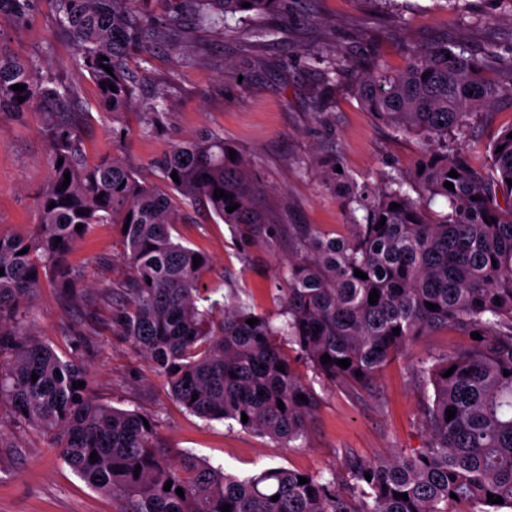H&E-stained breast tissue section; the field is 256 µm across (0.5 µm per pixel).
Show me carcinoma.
Listing matches in <instances>:
<instances>
[{
  "instance_id": "obj_1",
  "label": "carcinoma",
  "mask_w": 512,
  "mask_h": 512,
  "mask_svg": "<svg viewBox=\"0 0 512 512\" xmlns=\"http://www.w3.org/2000/svg\"><path fill=\"white\" fill-rule=\"evenodd\" d=\"M52 2L59 30L75 48L76 66L98 85L102 111L115 119L134 108L128 59L150 52L153 20L132 11L131 0ZM245 2L250 7H242ZM36 3L0 0V21L22 23ZM287 3L180 0L168 25L190 12L198 27L220 28L229 14L284 16ZM499 58L495 45L473 54L439 43L413 52L400 71L377 62L362 73L356 96L397 133L419 140L424 169L409 181L386 173L371 187L336 172V160H329L326 182L351 213H364L347 234L333 236L308 224L265 223L255 206L256 173L242 157L229 158L231 147L218 132L204 130L172 144L152 163L156 182L120 156L87 163L77 91L36 80L31 65L0 48V112L45 110L51 164L34 230L0 232V407L48 434L88 486L120 500L119 512H222L225 504L229 512H512V125L491 143L484 171L467 154L448 150V135L469 116L512 95V65L505 81L482 74ZM16 84L25 90H13ZM452 170L458 177L448 176ZM67 172L70 183L63 189ZM217 188L229 198H214ZM438 197L447 212L431 209ZM181 203L199 206L245 237L288 232L295 253L283 271L280 324L239 297L223 305L211 297L216 289L201 287L209 256L172 235ZM234 204L238 208L227 212ZM97 224L117 228L127 275L115 286L89 282L109 300L118 296L110 306L112 330L144 354L186 411L287 448L306 439L317 395L283 347L322 382L355 390L433 329L468 338L459 351L418 362L425 446L378 460L347 452L344 473L326 478L283 467L238 477L191 452L172 455L158 441L153 416L100 401L84 365L62 360L30 327L25 302L42 278H50L65 299L80 295L77 285L86 272L70 266L68 257ZM24 248L28 252L19 254ZM356 269L367 278L354 276ZM374 289L379 298L372 305ZM429 302L437 310L427 308ZM249 318L258 322L251 326ZM475 332L481 339L471 338ZM325 354L327 364L321 362ZM339 359L350 366H337ZM450 368L452 375L444 376ZM77 381L85 385L73 388ZM449 408L456 409L450 421ZM301 477L307 483H299ZM489 493L504 503L487 502Z\"/></svg>"
}]
</instances>
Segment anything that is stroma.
Instances as JSON below:
<instances>
[{
    "mask_svg": "<svg viewBox=\"0 0 512 512\" xmlns=\"http://www.w3.org/2000/svg\"><path fill=\"white\" fill-rule=\"evenodd\" d=\"M176 3L132 0L158 27L152 53L128 61L137 80V105L117 120L100 111L96 84L76 67L52 0H38L26 23H0V44L30 61L36 79L77 89L87 162L116 154L146 175L172 141L217 131L260 175L258 204L269 223L311 224L334 236L348 232L352 217L323 182L327 159L337 158L349 177L373 186L387 172L412 175L421 155L418 140L396 133L362 107L353 93L361 71L375 62L402 69L413 50L442 42L475 52L493 44L502 54L512 53V14L502 0H405L399 12L380 0H289L287 21L264 39L250 31L269 25L266 16L245 24L231 16L223 30L202 29L188 19L169 31L164 23ZM176 44L182 53L173 52ZM339 56L353 66L327 81L328 67ZM160 103L167 112L161 128L146 127L141 113ZM510 125L512 97L506 95L450 134L448 143L469 151L474 165L483 168L489 144ZM50 173L43 112L0 113V231H25L37 223ZM175 235L210 256L204 287L227 297L247 292L255 311L277 316L281 266L294 251L287 235H260L245 244L221 220L185 204ZM121 249L115 227L99 224L68 262L90 279L116 282L125 276L117 261ZM29 307L43 343L61 358H80L100 399L153 415L165 447L192 451L241 477L271 465L326 474L341 470L346 450L376 459L423 447L416 364L465 345L455 332L442 330L417 339L369 391L317 386L318 406L305 442L281 448L269 438L186 412L143 354L113 333L107 309L68 304L47 279ZM64 323L70 334L60 332ZM118 509L115 499L90 488L61 461L45 434L17 425L8 409H0V512Z\"/></svg>",
    "mask_w": 512,
    "mask_h": 512,
    "instance_id": "stroma-1",
    "label": "stroma"
}]
</instances>
